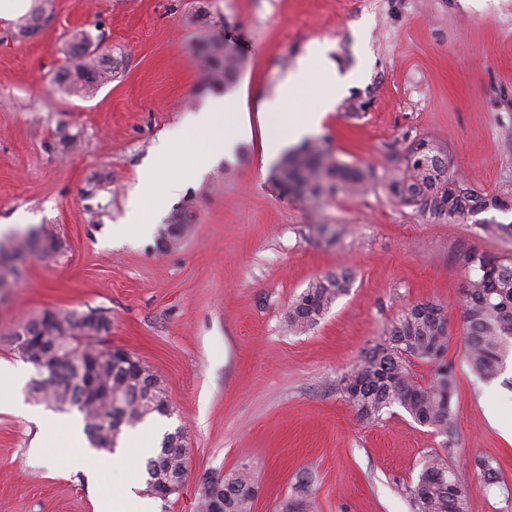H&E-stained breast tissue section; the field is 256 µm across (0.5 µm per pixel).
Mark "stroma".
Returning a JSON list of instances; mask_svg holds the SVG:
<instances>
[{"label": "stroma", "mask_w": 512, "mask_h": 512, "mask_svg": "<svg viewBox=\"0 0 512 512\" xmlns=\"http://www.w3.org/2000/svg\"><path fill=\"white\" fill-rule=\"evenodd\" d=\"M31 5L0 0V225L10 227L0 246L31 228L64 246L23 257L0 288V360L32 379L11 343L20 323L44 310L106 314L108 344L158 376L172 407L164 429L183 433L185 476L157 512H198L202 476L241 467L259 487L252 512H280L304 472L319 512H410L406 491L443 436L397 406L361 420L338 380L402 309L433 300L453 330L450 466L468 512H512V361L490 384L471 373L470 273L458 260L471 248L512 258V235L424 216L389 189L422 138L476 191L512 185V0H50L49 22L24 38ZM83 29L121 62L85 98L54 82ZM219 34L242 60L228 91L251 139L162 202V224L183 225L177 240L113 243L140 174L179 168L185 144L167 136L214 96L196 48ZM322 42L358 81L312 140L346 166L374 168L359 196L288 191L279 157L265 155L262 101ZM341 270L353 277L348 292L291 333L292 302ZM64 454L54 428L0 409V512H99L135 451L94 481ZM478 458L499 464V486H483Z\"/></svg>", "instance_id": "obj_1"}]
</instances>
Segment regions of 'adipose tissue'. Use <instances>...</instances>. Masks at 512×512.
<instances>
[{
    "instance_id": "1",
    "label": "adipose tissue",
    "mask_w": 512,
    "mask_h": 512,
    "mask_svg": "<svg viewBox=\"0 0 512 512\" xmlns=\"http://www.w3.org/2000/svg\"><path fill=\"white\" fill-rule=\"evenodd\" d=\"M348 83V78L338 75L323 46H316L301 58L278 92L261 106L260 118L267 131L266 155H274L284 144L316 131L325 112L335 105ZM308 91L314 92L316 104L304 112L289 111V102ZM251 135L250 122L238 98H211L185 125L170 134L171 139L188 143L179 170L162 183L152 171L141 175L125 219L112 227L113 237L125 238L133 227L150 233L157 220L155 198L174 196L204 163L231 154L239 142Z\"/></svg>"
}]
</instances>
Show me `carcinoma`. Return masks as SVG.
Listing matches in <instances>:
<instances>
[{"mask_svg":"<svg viewBox=\"0 0 512 512\" xmlns=\"http://www.w3.org/2000/svg\"><path fill=\"white\" fill-rule=\"evenodd\" d=\"M46 0H33L19 34L26 37L39 27ZM91 40L85 30L74 34L70 44L75 63L58 71L54 81L67 95L86 96L116 77L112 55L98 50L78 53L75 46ZM207 69V83L220 88L233 83L242 67L238 55L227 48L224 37L214 36L198 47ZM374 178L370 169L345 166L314 143H307L282 160L277 179L283 187L310 197L322 194H359ZM393 194L422 214L464 220L489 211L512 210V192L480 193L471 188L448 165L443 150L428 139L413 142L406 157L403 176L391 183ZM60 249L58 239L43 230L23 240L0 246V260H13L29 252L49 256ZM459 262L473 276L464 300L467 363L480 380L501 376L512 358V259L473 249L459 255ZM351 285L346 271L328 274L302 292L288 309V327L303 333L325 316L332 304ZM109 322L103 313L76 315L70 311L45 310L22 323L28 331L27 347H14L31 363L37 378L32 391L59 410H77L93 448L117 447L122 427L134 428L152 415L167 416L171 408L157 376L139 358L120 364L93 324ZM59 337L55 350L44 353L39 337ZM385 339L368 348L360 362L339 380L340 390L357 416L368 422L382 419L397 405L417 423L445 437L442 451L426 455L417 482L407 489L411 512H466L467 492L448 464V449L455 445L451 427L452 398L456 387L455 367L447 359L452 331L447 313L433 301L405 307L389 321ZM434 364L435 377L428 385L416 380L411 359ZM180 430L163 436L160 450L145 462L146 491L164 499L181 483L166 492L161 481L172 482L186 470ZM475 469L484 486L500 484L498 469L488 460L476 459ZM224 512H252L257 483L242 467L222 479ZM316 493L309 474L300 475L281 512H315Z\"/></svg>","mask_w":512,"mask_h":512,"instance_id":"carcinoma-1","label":"carcinoma"}]
</instances>
